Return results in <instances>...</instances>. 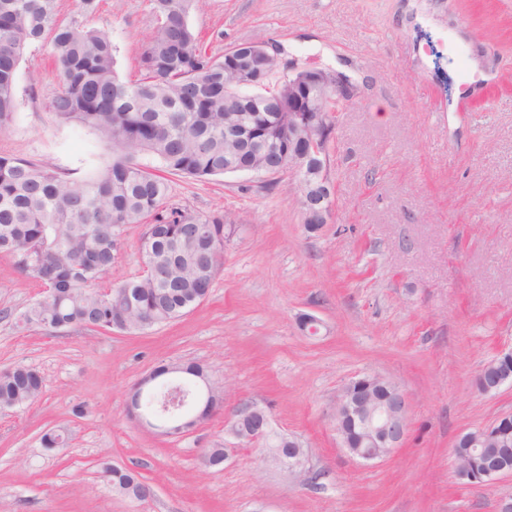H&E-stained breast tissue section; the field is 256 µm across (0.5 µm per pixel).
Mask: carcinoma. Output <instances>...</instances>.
<instances>
[{"label":"carcinoma","mask_w":512,"mask_h":512,"mask_svg":"<svg viewBox=\"0 0 512 512\" xmlns=\"http://www.w3.org/2000/svg\"><path fill=\"white\" fill-rule=\"evenodd\" d=\"M197 0H151L156 21L141 56L143 75L125 81L115 70L110 36L76 19L59 18L58 0H0V131L17 108V70L34 41L47 37L61 87L48 108L63 124L96 132L112 155L82 181L46 161L0 155V254L52 289L14 316L20 329H112L145 332L174 321L208 296L224 263V217L172 209L165 174L192 179L265 166L272 185L280 170L271 153L288 142V67L279 51L258 83L224 90L225 55L200 46L189 22ZM159 163L153 168L143 157ZM143 224L145 264L157 273L102 291L121 231ZM44 387L27 365L0 370V404H31ZM336 431L353 442L359 421L340 418ZM475 461L512 455V427L497 441H477ZM112 489L137 494L142 475L108 468Z\"/></svg>","instance_id":"cac0c4a2"}]
</instances>
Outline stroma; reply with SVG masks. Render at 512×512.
Listing matches in <instances>:
<instances>
[{
    "label": "stroma",
    "instance_id": "stroma-1",
    "mask_svg": "<svg viewBox=\"0 0 512 512\" xmlns=\"http://www.w3.org/2000/svg\"><path fill=\"white\" fill-rule=\"evenodd\" d=\"M85 22L109 32L120 78L138 79L150 0H99ZM190 23L209 53L273 38L358 85L329 145L333 222L306 231L286 174L271 189L251 173L169 175L167 208L223 214L224 264L205 301L144 333L18 329L13 313L43 286L0 255V369L45 378L38 401L0 410V512H494L512 477L462 482L452 446L512 411V384L475 385L512 348V0H200ZM59 88L49 45L34 44L0 153L82 179L111 155L48 110ZM143 231L125 226L99 288L142 275ZM305 313L318 335L301 328ZM192 362L224 384L226 404L259 402L306 448L308 471L237 446L221 414L177 437L127 419L136 383ZM363 373L410 398L404 445L369 465L346 454L333 419ZM50 429L64 447H43ZM218 445L229 459L204 466ZM105 462L138 471L152 496L113 492Z\"/></svg>",
    "mask_w": 512,
    "mask_h": 512
}]
</instances>
